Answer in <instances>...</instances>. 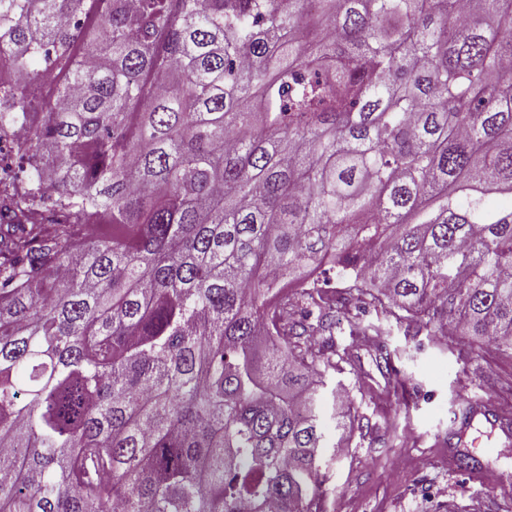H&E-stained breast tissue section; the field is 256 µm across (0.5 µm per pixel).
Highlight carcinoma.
<instances>
[{
	"mask_svg": "<svg viewBox=\"0 0 512 512\" xmlns=\"http://www.w3.org/2000/svg\"><path fill=\"white\" fill-rule=\"evenodd\" d=\"M2 54L0 512H321L342 321L512 349V0H0Z\"/></svg>",
	"mask_w": 512,
	"mask_h": 512,
	"instance_id": "cac0c4a2",
	"label": "carcinoma"
}]
</instances>
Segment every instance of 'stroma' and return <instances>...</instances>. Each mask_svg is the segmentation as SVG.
I'll list each match as a JSON object with an SVG mask.
<instances>
[{
    "mask_svg": "<svg viewBox=\"0 0 512 512\" xmlns=\"http://www.w3.org/2000/svg\"><path fill=\"white\" fill-rule=\"evenodd\" d=\"M382 347L400 351L406 384L378 369ZM336 349L322 400L327 438H338L337 388L369 426L331 462L322 512H512V436L497 424L498 413L512 415V350L396 326L381 338L358 336L347 323Z\"/></svg>",
    "mask_w": 512,
    "mask_h": 512,
    "instance_id": "35a3bbf8",
    "label": "stroma"
}]
</instances>
